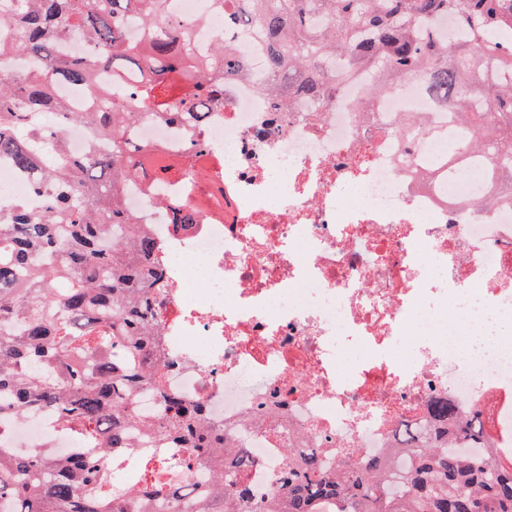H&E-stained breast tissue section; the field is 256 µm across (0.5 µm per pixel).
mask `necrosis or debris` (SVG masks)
Masks as SVG:
<instances>
[{"label": "necrosis or debris", "mask_w": 512, "mask_h": 512, "mask_svg": "<svg viewBox=\"0 0 512 512\" xmlns=\"http://www.w3.org/2000/svg\"><path fill=\"white\" fill-rule=\"evenodd\" d=\"M175 12L208 59L223 8L175 0ZM231 49L247 72L217 81L202 120L158 115L138 84L112 88L152 160L124 206L161 245L166 390L201 402L252 457L260 500L290 453L319 454L349 480L368 457L410 461L404 429L427 438L475 420L500 448L512 424V179L492 183L495 149L464 160L460 120L414 75L376 96L366 76L318 107L272 111L259 42ZM182 209L196 223H175ZM437 399L456 418L435 420ZM5 442L51 458L81 445L47 409L11 420Z\"/></svg>", "instance_id": "4bbe7bcc"}]
</instances>
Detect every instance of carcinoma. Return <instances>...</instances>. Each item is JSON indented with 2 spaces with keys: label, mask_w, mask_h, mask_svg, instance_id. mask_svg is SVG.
<instances>
[{
  "label": "carcinoma",
  "mask_w": 512,
  "mask_h": 512,
  "mask_svg": "<svg viewBox=\"0 0 512 512\" xmlns=\"http://www.w3.org/2000/svg\"><path fill=\"white\" fill-rule=\"evenodd\" d=\"M8 21L18 39L8 50L42 63L41 78L0 75V164L20 176L35 168L34 155L54 143L50 161L31 183L43 199L33 212L24 199L0 215V425L50 408L63 430L79 432L93 451L70 460L36 454L16 457L0 443V499L12 512H201L200 502L179 494L178 481L151 461L149 448L179 445L195 459L211 461V481L202 498L208 512H512V455L483 453L489 438L481 423L469 432V453L438 435L413 449L411 464L389 468L366 461L357 478L341 484L327 475L320 458L288 456V490L261 503L247 476L243 452L224 458V434L208 426L199 403L161 393L154 422L136 419L129 404L144 385L162 389L151 362L150 291L161 285L155 242L126 213L120 183L132 175L136 145L126 136L130 109L102 98L96 112H74L53 94L57 79L96 93L101 71H119L131 60L145 80L142 93L175 119L198 110L199 92L213 72L245 73L242 60L220 45L196 67L198 83L168 101L172 83L159 78L180 50H190L191 28L175 19L174 0H16ZM238 33L260 22L266 52L265 93L280 109L290 100L322 102L332 94L326 65L335 60L336 86L364 73L381 85L419 74L427 93L465 118L471 156L488 143L501 150L502 174L512 175V0H214ZM136 17L144 34L128 39ZM453 19L447 35L443 21ZM90 46L85 57L55 52L65 36ZM480 98L500 113L487 124ZM46 108L55 124L40 125L30 114ZM85 124L89 152L70 155L63 130ZM145 429L142 441L131 428ZM121 458L145 471L130 473L133 488L113 495L102 458ZM234 496L226 497L228 484Z\"/></svg>",
  "instance_id": "1"
}]
</instances>
